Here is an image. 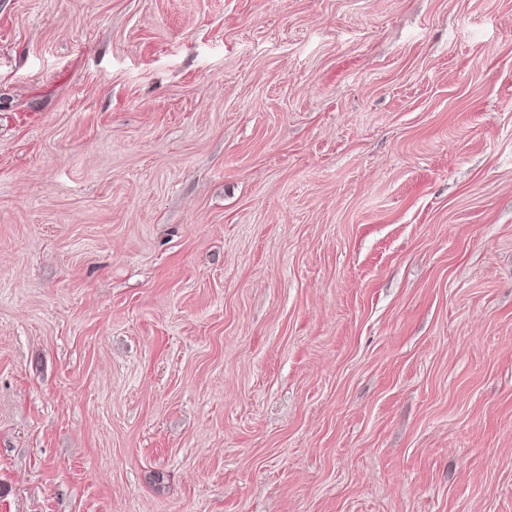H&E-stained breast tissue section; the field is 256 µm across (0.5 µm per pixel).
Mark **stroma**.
Wrapping results in <instances>:
<instances>
[{
    "instance_id": "stroma-1",
    "label": "stroma",
    "mask_w": 512,
    "mask_h": 512,
    "mask_svg": "<svg viewBox=\"0 0 512 512\" xmlns=\"http://www.w3.org/2000/svg\"><path fill=\"white\" fill-rule=\"evenodd\" d=\"M0 512H512V0H0Z\"/></svg>"
}]
</instances>
